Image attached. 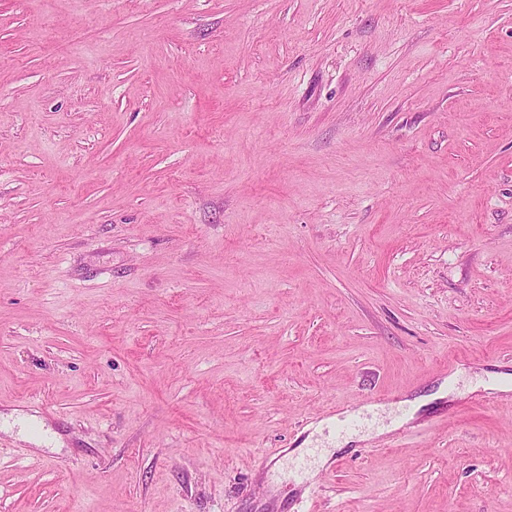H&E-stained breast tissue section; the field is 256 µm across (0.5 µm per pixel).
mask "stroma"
<instances>
[{"label":"stroma","mask_w":512,"mask_h":512,"mask_svg":"<svg viewBox=\"0 0 512 512\" xmlns=\"http://www.w3.org/2000/svg\"><path fill=\"white\" fill-rule=\"evenodd\" d=\"M499 373L512 0H0V512H512Z\"/></svg>","instance_id":"obj_1"}]
</instances>
